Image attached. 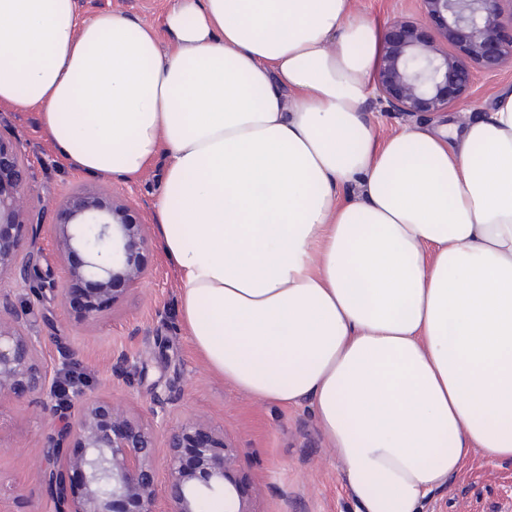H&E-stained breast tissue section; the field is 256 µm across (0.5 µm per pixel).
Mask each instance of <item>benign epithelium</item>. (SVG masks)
Here are the masks:
<instances>
[{"instance_id":"benign-epithelium-1","label":"benign epithelium","mask_w":512,"mask_h":512,"mask_svg":"<svg viewBox=\"0 0 512 512\" xmlns=\"http://www.w3.org/2000/svg\"><path fill=\"white\" fill-rule=\"evenodd\" d=\"M421 16L439 24L441 39H425L419 24L396 20L385 34L374 78L377 99L404 115L446 112L466 98L480 76L512 63V0H417ZM29 167L19 145L0 137V283L34 280L47 299L64 308L78 304L75 318L95 319L147 273V227L130 203L96 186L79 184L59 202L51 235L63 262V280L39 274L40 252L20 254L37 225L29 204ZM64 354L47 363L29 315L13 309L0 292V398L37 396L52 412L61 396ZM137 364L115 355L116 377ZM170 397L155 392L151 418L134 415L109 398L75 394L72 411L40 448L41 477L49 494L46 512H200L205 500L235 495V512H252L233 478L237 455L198 419L169 425ZM164 464L165 483L159 481ZM165 503L160 508L159 503Z\"/></svg>"}]
</instances>
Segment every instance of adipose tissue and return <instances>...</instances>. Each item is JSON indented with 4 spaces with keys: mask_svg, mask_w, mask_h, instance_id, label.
<instances>
[{
    "mask_svg": "<svg viewBox=\"0 0 512 512\" xmlns=\"http://www.w3.org/2000/svg\"><path fill=\"white\" fill-rule=\"evenodd\" d=\"M173 44L75 0H0V102L87 175L166 158L154 234L235 388L307 405L358 512L512 462V90L378 141L381 25L351 0H182Z\"/></svg>",
    "mask_w": 512,
    "mask_h": 512,
    "instance_id": "ef3b65f1",
    "label": "adipose tissue"
}]
</instances>
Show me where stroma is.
<instances>
[{"mask_svg": "<svg viewBox=\"0 0 512 512\" xmlns=\"http://www.w3.org/2000/svg\"><path fill=\"white\" fill-rule=\"evenodd\" d=\"M179 0H77L81 16L112 12L151 27L162 52L172 46L165 17ZM355 14L382 25L398 17L418 16L416 0H352ZM512 88V65L474 88L473 100L447 113L404 116L387 111L385 104L367 98L363 110L379 138L414 123L438 126L454 119L465 124L493 106L496 94ZM0 136L20 141L32 176L31 205L41 224L39 247L45 262L57 265L51 236L59 220L55 206L76 185L92 182L125 196L138 219L152 223L162 191V167L131 179L111 175L88 177L52 147L40 123L38 109L0 104ZM181 273L165 257L159 239H152L148 277L129 289L120 302L92 323L77 322L72 311L51 306L33 308L29 289L5 281L17 309H33L35 330L43 341L44 356L54 361L60 348L72 353L73 373L87 394L109 396L134 412L148 415L154 387L172 374L171 362L182 363L176 399L170 406L172 422L198 418L235 448L238 475L249 493L253 512H358L345 486L342 462L322 436L307 407L286 408L250 396L224 381L195 352L181 317ZM126 351L139 360L130 383L113 384L112 353ZM56 419L34 399L0 401V512H44L45 485L36 450ZM422 512H512V462L493 463L473 451L450 488L432 493Z\"/></svg>", "mask_w": 512, "mask_h": 512, "instance_id": "obj_1", "label": "stroma"}]
</instances>
